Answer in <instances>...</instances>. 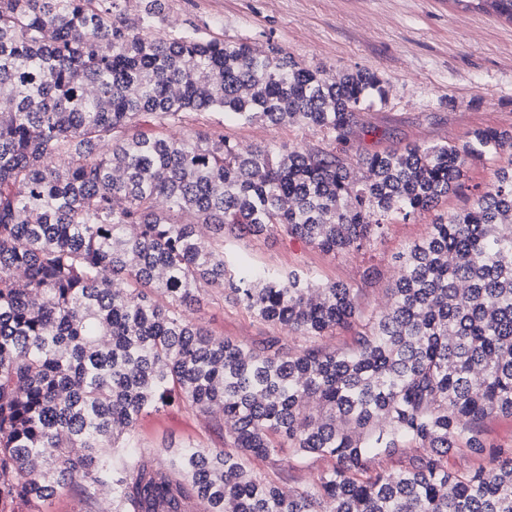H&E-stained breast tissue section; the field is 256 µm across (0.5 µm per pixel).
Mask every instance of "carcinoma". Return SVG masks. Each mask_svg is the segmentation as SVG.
<instances>
[{
  "label": "carcinoma",
  "mask_w": 512,
  "mask_h": 512,
  "mask_svg": "<svg viewBox=\"0 0 512 512\" xmlns=\"http://www.w3.org/2000/svg\"><path fill=\"white\" fill-rule=\"evenodd\" d=\"M490 5L512 21V0ZM0 0V512L80 480L112 512H512V127L363 151L357 113L386 102L368 69L337 79L276 45L163 35L171 0ZM297 123L325 147L221 133L148 135L196 113ZM495 180L444 213L467 170ZM435 212L378 315L343 283L232 270L224 238L279 232L349 255ZM210 289L303 344L250 345L188 316ZM354 331L347 350L318 343ZM175 403L224 422V446L158 463L143 416ZM333 466L285 491L251 467L282 445ZM464 449L490 466L448 470ZM405 458L398 472L372 468ZM485 439L495 448H512V418L493 415L485 421Z\"/></svg>",
  "instance_id": "carcinoma-1"
}]
</instances>
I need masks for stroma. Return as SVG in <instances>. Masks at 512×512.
<instances>
[{
    "label": "stroma",
    "mask_w": 512,
    "mask_h": 512,
    "mask_svg": "<svg viewBox=\"0 0 512 512\" xmlns=\"http://www.w3.org/2000/svg\"><path fill=\"white\" fill-rule=\"evenodd\" d=\"M186 28L228 42L273 44L331 73L355 67L377 72L389 86V100L360 113L354 129L355 141L371 151L454 143L478 127L512 126V22L455 0H172L164 29ZM189 127L244 145L321 143L319 134L301 126L239 125L210 113L192 115ZM431 220L427 214L392 224L381 243L357 254L326 253L283 234L245 233L226 237L224 254L257 269L304 270L321 283H345L361 309L377 312L387 300L397 256L426 236ZM191 318L213 335L244 345L271 333L248 311L217 298ZM138 435L158 454L188 441L221 445L207 418L178 405L146 415ZM331 465L324 457L297 461L286 447L275 462H252L255 471L287 489L313 483Z\"/></svg>",
    "instance_id": "35a3bbf8"
}]
</instances>
